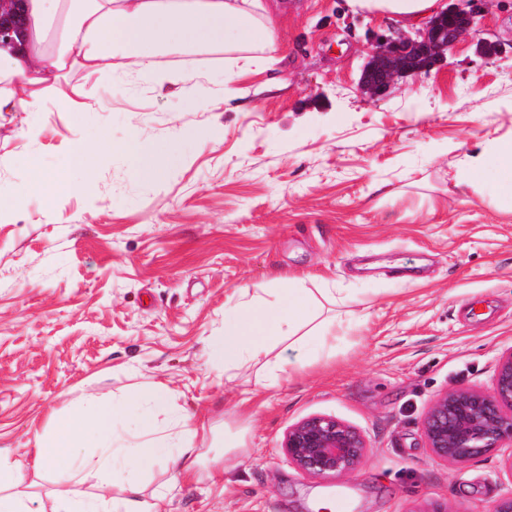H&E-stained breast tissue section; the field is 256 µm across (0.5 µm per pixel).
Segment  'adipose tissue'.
Masks as SVG:
<instances>
[{"label":"adipose tissue","mask_w":512,"mask_h":512,"mask_svg":"<svg viewBox=\"0 0 512 512\" xmlns=\"http://www.w3.org/2000/svg\"><path fill=\"white\" fill-rule=\"evenodd\" d=\"M353 12L374 19L417 25L444 10L443 0H347ZM30 43L24 58L0 55V121L14 112H37L71 69L93 78L110 69L114 58L126 59L128 73L141 82L164 87L179 85L195 99L197 86L190 78L164 70L159 58L166 53L202 52L215 47L242 51V68H250L254 51L268 52L277 42L276 28L263 0H30ZM127 149L132 169L140 176H157L162 168L179 163L178 140L163 141L152 152L142 151L136 139ZM457 183L481 185L497 208L512 213V142L499 144L493 166L484 153L472 155L458 172ZM311 289L285 288L278 307L267 311L242 289L233 317L225 319L224 333L213 351L225 370L262 362V379L273 384L282 370L274 345L296 350L327 345L336 339V324L316 322ZM135 427H127L128 414ZM197 429L175 413L170 389L149 382L129 395L104 404L89 398L67 413L54 417L47 432H35L30 456L14 463L0 461V512H29L25 487L51 469L67 482L95 475H114L130 464L147 471L167 444L176 448V477L188 476L194 461ZM88 455L76 456L79 445ZM125 498L49 494L40 512H156L152 502L139 499L136 485Z\"/></svg>","instance_id":"obj_1"}]
</instances>
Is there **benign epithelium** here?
Instances as JSON below:
<instances>
[{"mask_svg":"<svg viewBox=\"0 0 512 512\" xmlns=\"http://www.w3.org/2000/svg\"><path fill=\"white\" fill-rule=\"evenodd\" d=\"M24 2L0 0V48L13 44V35L21 33ZM460 2L429 20L415 39L402 31L374 37L360 81L362 92L377 100L397 78L436 65L462 38L477 35L486 0ZM423 432L432 455L446 462H465L512 447V350L500 358L490 392L458 388L438 397L425 414ZM283 448L301 472L338 478L358 469L368 444L355 427L313 416L288 430Z\"/></svg>","mask_w":512,"mask_h":512,"instance_id":"7a95c632","label":"benign epithelium"}]
</instances>
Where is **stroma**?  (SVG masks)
I'll list each match as a JSON object with an SVG mask.
<instances>
[{
  "instance_id": "stroma-1",
  "label": "stroma",
  "mask_w": 512,
  "mask_h": 512,
  "mask_svg": "<svg viewBox=\"0 0 512 512\" xmlns=\"http://www.w3.org/2000/svg\"><path fill=\"white\" fill-rule=\"evenodd\" d=\"M278 46L235 78L218 48L165 55L197 76L192 109L177 87L69 71L43 111L0 127V452L30 451L32 428L92 397L111 402L148 381L176 394L200 426L190 478L171 482L172 451L139 478L159 512H491L512 495V450L436 460L422 421L446 391H491L512 349V215L454 177L474 152L512 140V0H489L480 37L445 66L396 81L371 101L358 84L367 35L388 22L345 0H268ZM97 101L79 114L73 89ZM187 131L185 158L136 175L124 149ZM92 154L73 167L74 142ZM56 178L12 200L32 164ZM359 298L332 352L283 350L274 386L255 366L225 378L208 345L237 291L274 302L278 279ZM494 309L486 316L480 297ZM332 416L369 451L340 479L308 476L283 448L290 427ZM238 436L242 447L225 450Z\"/></svg>"
}]
</instances>
